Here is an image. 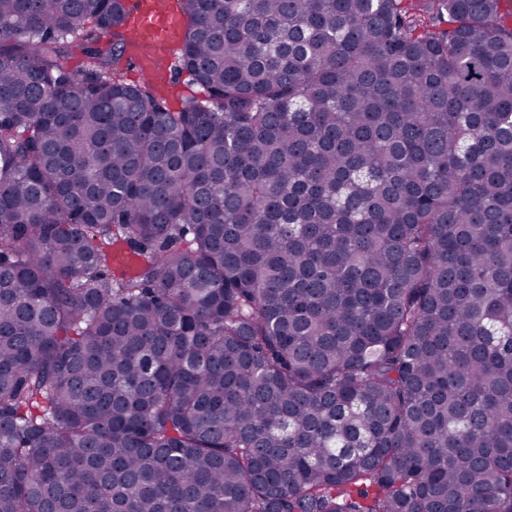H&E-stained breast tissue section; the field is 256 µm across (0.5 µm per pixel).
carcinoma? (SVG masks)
<instances>
[{
  "mask_svg": "<svg viewBox=\"0 0 512 512\" xmlns=\"http://www.w3.org/2000/svg\"><path fill=\"white\" fill-rule=\"evenodd\" d=\"M126 2L0 0V512H512L500 0ZM142 25V38L156 47V50L148 54L136 52L133 56L138 69L146 75H151L155 70L163 68L166 49L174 41L177 32L180 31L183 18L175 10L168 7L167 2H156L152 11L144 17H138Z\"/></svg>",
  "mask_w": 512,
  "mask_h": 512,
  "instance_id": "carcinoma-1",
  "label": "carcinoma"
}]
</instances>
